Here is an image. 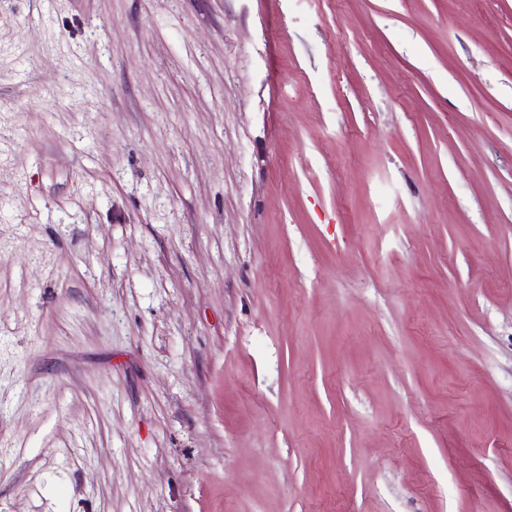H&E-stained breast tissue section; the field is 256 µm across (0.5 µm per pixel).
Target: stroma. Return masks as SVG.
Masks as SVG:
<instances>
[{
	"label": "stroma",
	"instance_id": "stroma-1",
	"mask_svg": "<svg viewBox=\"0 0 512 512\" xmlns=\"http://www.w3.org/2000/svg\"><path fill=\"white\" fill-rule=\"evenodd\" d=\"M0 512H512V0H0Z\"/></svg>",
	"mask_w": 512,
	"mask_h": 512
}]
</instances>
